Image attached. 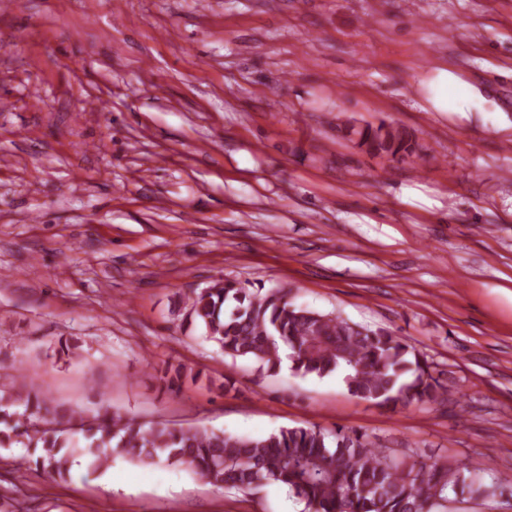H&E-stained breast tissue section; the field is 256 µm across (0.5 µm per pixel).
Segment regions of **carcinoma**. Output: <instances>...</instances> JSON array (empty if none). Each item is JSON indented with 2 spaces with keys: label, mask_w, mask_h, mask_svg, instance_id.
Wrapping results in <instances>:
<instances>
[{
  "label": "carcinoma",
  "mask_w": 512,
  "mask_h": 512,
  "mask_svg": "<svg viewBox=\"0 0 512 512\" xmlns=\"http://www.w3.org/2000/svg\"><path fill=\"white\" fill-rule=\"evenodd\" d=\"M373 154L414 148L394 125L350 128ZM284 288L249 289L236 280L213 281L190 299L189 324L224 355L275 373L284 362L302 377H343L348 391L392 408L434 403L448 388L427 357L390 330L370 329L339 314L298 306ZM79 424L88 468L104 470L112 458L137 464L162 459L184 465L224 489L256 493L279 483L304 503V512H447L448 494L512 498V487L484 483L461 462L393 456L365 433L318 426L281 429L259 437L199 427L146 426L99 409L87 421L75 410L50 405L24 378L0 389V448H25L26 463L51 479L69 475L71 425Z\"/></svg>",
  "instance_id": "obj_1"
}]
</instances>
